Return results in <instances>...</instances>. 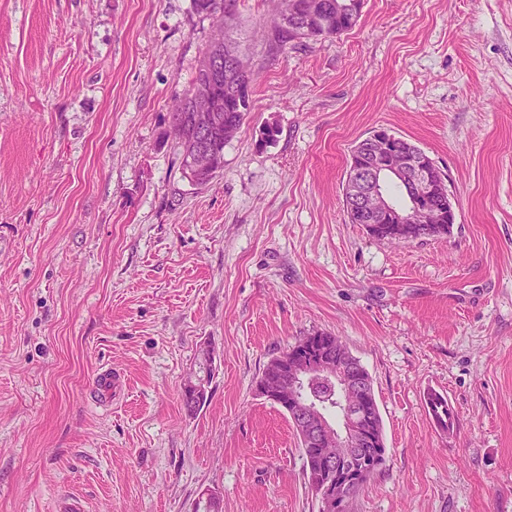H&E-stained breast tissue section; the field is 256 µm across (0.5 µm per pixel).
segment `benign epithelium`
<instances>
[{"mask_svg": "<svg viewBox=\"0 0 512 512\" xmlns=\"http://www.w3.org/2000/svg\"><path fill=\"white\" fill-rule=\"evenodd\" d=\"M239 59V52L230 47L224 48L222 54L210 55L206 63L210 85L190 94L194 136L187 155V175L194 181L221 171L216 135L224 112V79L240 76ZM366 139V146L351 153L346 174L359 213L384 224L428 226L456 222L457 204L453 197H448L446 210L433 204L435 192L443 185L434 182L428 156L400 150L393 144L394 135L384 128L371 131ZM391 182L407 186L405 202L387 192ZM277 363L278 375L262 377L257 391L288 413L304 446L312 450L321 512H339L378 468L369 379L351 355L345 353L338 359L327 352H315L310 341L283 352ZM317 384L336 392L339 425L330 423L319 400L300 399V394ZM185 389L198 399L207 397V374L194 372Z\"/></svg>", "mask_w": 512, "mask_h": 512, "instance_id": "obj_1", "label": "benign epithelium"}]
</instances>
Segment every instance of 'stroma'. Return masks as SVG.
I'll list each match as a JSON object with an SVG mask.
<instances>
[{
    "label": "stroma",
    "instance_id": "obj_1",
    "mask_svg": "<svg viewBox=\"0 0 512 512\" xmlns=\"http://www.w3.org/2000/svg\"><path fill=\"white\" fill-rule=\"evenodd\" d=\"M276 7L237 2L254 108L198 187L171 112L216 17L0 0V512H194L206 489L221 512H319L257 384L320 333L382 418L385 462L350 512H512V0H363L347 33L283 47ZM379 127L447 173L451 235L348 222L349 151ZM105 365L126 380L107 408ZM185 389L190 391L195 398L201 399L204 397L202 401L194 400L193 398L189 397L188 392L184 390L183 403L187 410L194 411L199 408L201 404H203L206 399L205 397L208 396L209 383L207 373H203L200 370L195 371L185 384ZM193 400L195 401L194 403H192Z\"/></svg>",
    "mask_w": 512,
    "mask_h": 512
}]
</instances>
